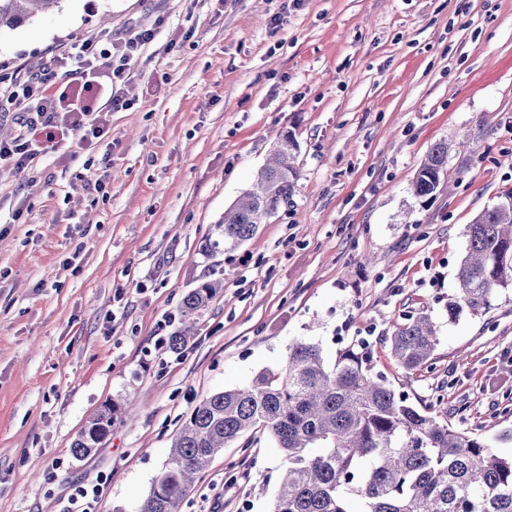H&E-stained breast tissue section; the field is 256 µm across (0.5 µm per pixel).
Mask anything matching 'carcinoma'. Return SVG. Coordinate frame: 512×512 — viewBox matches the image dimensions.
I'll return each instance as SVG.
<instances>
[{
	"mask_svg": "<svg viewBox=\"0 0 512 512\" xmlns=\"http://www.w3.org/2000/svg\"><path fill=\"white\" fill-rule=\"evenodd\" d=\"M60 0H0V31L15 29ZM297 144L285 134L257 173L254 188L224 212L211 249L233 250L293 200ZM448 144L436 143L420 165L411 192L424 208L442 191ZM458 288L448 317L483 316L493 297L512 287V190L468 225ZM224 288L203 282L183 298L187 319ZM397 365L411 375L433 359L437 335L424 311L401 318L388 337ZM374 371L368 345L341 350L332 365L319 348L296 341L284 365L258 372L247 386L206 396L174 440L169 462L154 479L139 512H178L193 475L229 444L249 448L270 436L282 452V481L271 512H352L346 494L359 496L362 512H512V456L485 440L453 430L448 422L408 401ZM118 402L91 416L71 443L77 458L106 442L122 414Z\"/></svg>",
	"mask_w": 512,
	"mask_h": 512,
	"instance_id": "1",
	"label": "carcinoma"
}]
</instances>
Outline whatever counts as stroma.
<instances>
[{
  "instance_id": "1",
  "label": "stroma",
  "mask_w": 512,
  "mask_h": 512,
  "mask_svg": "<svg viewBox=\"0 0 512 512\" xmlns=\"http://www.w3.org/2000/svg\"><path fill=\"white\" fill-rule=\"evenodd\" d=\"M152 27L104 143L0 173V512H62L72 485L101 476L96 512H138L203 397L281 366L296 340L330 364L366 342L400 385L387 338L421 310L438 343L410 401L511 455L512 290L480 317L449 320L447 305L467 225L512 189V0H61L0 32V83L75 36ZM285 133L292 204L210 251ZM441 141L448 187L421 208L410 185ZM205 281L224 288L172 351ZM120 397L103 447L74 457L77 432ZM281 473L268 436L229 445L179 512H270Z\"/></svg>"
}]
</instances>
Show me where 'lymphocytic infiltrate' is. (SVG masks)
I'll list each match as a JSON object with an SVG mask.
<instances>
[{"mask_svg":"<svg viewBox=\"0 0 512 512\" xmlns=\"http://www.w3.org/2000/svg\"><path fill=\"white\" fill-rule=\"evenodd\" d=\"M154 39L151 28L118 43L107 31L81 36L51 52L38 73L1 86L0 113L17 134L0 141V172L22 173L73 137L87 148L103 140L110 112L132 106L119 92L127 62Z\"/></svg>","mask_w":512,"mask_h":512,"instance_id":"obj_1","label":"lymphocytic infiltrate"}]
</instances>
